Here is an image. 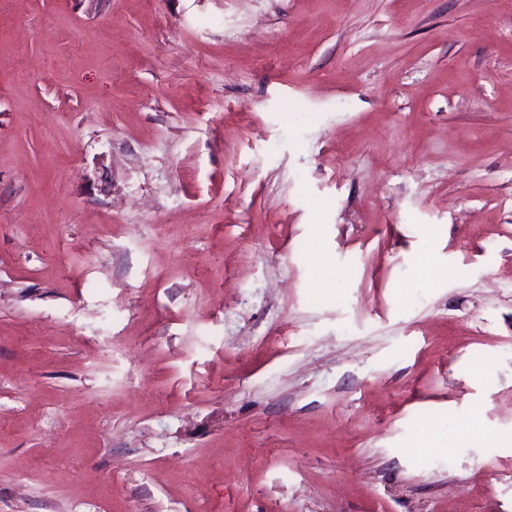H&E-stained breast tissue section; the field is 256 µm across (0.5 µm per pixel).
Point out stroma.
Listing matches in <instances>:
<instances>
[{
	"instance_id": "1",
	"label": "stroma",
	"mask_w": 512,
	"mask_h": 512,
	"mask_svg": "<svg viewBox=\"0 0 512 512\" xmlns=\"http://www.w3.org/2000/svg\"><path fill=\"white\" fill-rule=\"evenodd\" d=\"M0 512H512V0H0Z\"/></svg>"
}]
</instances>
